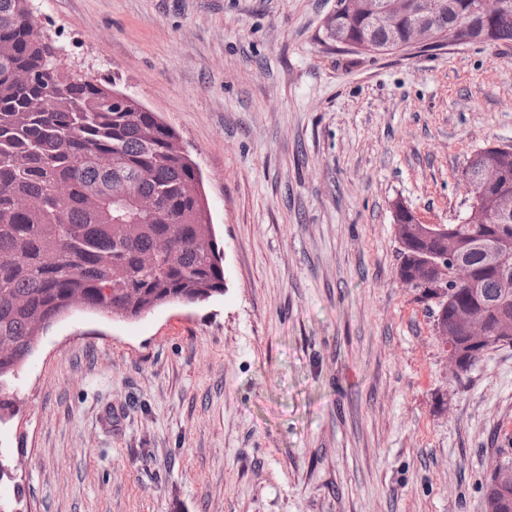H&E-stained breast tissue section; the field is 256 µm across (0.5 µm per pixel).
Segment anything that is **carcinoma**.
Instances as JSON below:
<instances>
[{"label": "carcinoma", "mask_w": 512, "mask_h": 512, "mask_svg": "<svg viewBox=\"0 0 512 512\" xmlns=\"http://www.w3.org/2000/svg\"><path fill=\"white\" fill-rule=\"evenodd\" d=\"M327 17L330 40L357 52L386 54L404 45L413 16L404 14L388 29L370 26L374 0H348ZM474 0H441L436 31L464 43L512 42V7L489 21L470 16ZM52 43L35 31L30 0H0V421L13 414L4 390L31 354L39 322H54L69 310L73 295L90 311L115 306L138 317L169 302H193L224 293V263L205 249L212 234L198 199L195 171L159 127L155 113L134 102H115L112 87L54 68ZM494 164L506 172L512 191V151L477 150L464 180L479 193L478 174ZM157 198L151 214H135L112 201V185ZM457 225L448 240L400 249L405 285L433 301L435 289L411 283L420 252H452L480 276L477 289L457 288L449 305L473 302L488 314L491 346L512 336V321L498 318L496 301L512 292V279L487 270L485 252L468 243L481 223ZM463 351L468 371L484 351ZM500 493L485 483L487 512H512V498L496 507Z\"/></svg>", "instance_id": "cac0c4a2"}]
</instances>
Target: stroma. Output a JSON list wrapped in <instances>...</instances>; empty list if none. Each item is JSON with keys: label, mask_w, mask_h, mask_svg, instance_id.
<instances>
[{"label": "stroma", "mask_w": 512, "mask_h": 512, "mask_svg": "<svg viewBox=\"0 0 512 512\" xmlns=\"http://www.w3.org/2000/svg\"><path fill=\"white\" fill-rule=\"evenodd\" d=\"M336 0H32L61 62L138 99L202 174L224 292L68 311L9 396L23 512H485L512 345L461 377L398 278L404 205L453 224L512 143V43L358 53Z\"/></svg>", "instance_id": "35a3bbf8"}]
</instances>
